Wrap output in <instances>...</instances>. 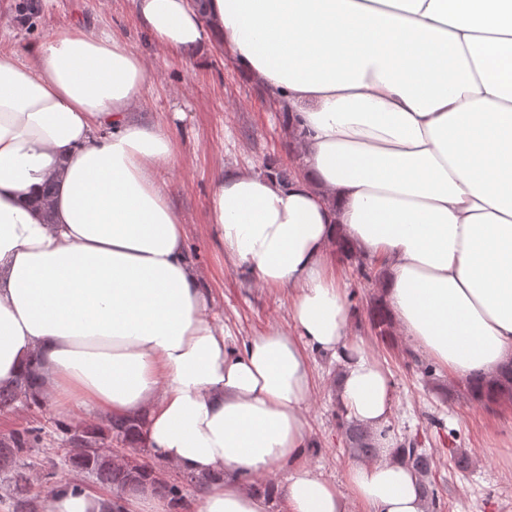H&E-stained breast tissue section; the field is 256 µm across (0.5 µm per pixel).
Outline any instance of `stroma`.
<instances>
[{"instance_id":"stroma-1","label":"stroma","mask_w":512,"mask_h":512,"mask_svg":"<svg viewBox=\"0 0 512 512\" xmlns=\"http://www.w3.org/2000/svg\"><path fill=\"white\" fill-rule=\"evenodd\" d=\"M75 23L111 30L147 61L153 81L137 110L146 122L167 124L177 143L178 160L163 173L173 205L185 220L187 254L202 273L213 312L223 322L234 347L271 327L291 329L289 310L294 292L267 288L250 274L224 260V252L208 232V202L217 172L262 171L272 164L301 173L293 138L284 127L278 101L251 82L218 48L199 58H184L151 43L135 11L134 0H0V46L23 50L31 41L50 36ZM332 271L345 287L352 311L351 337L376 358L392 384L389 419L396 430L420 434L437 465L432 483L444 512H512V401L489 406L469 400L463 377L443 366L423 376L428 358L401 330L383 340L372 332L366 305L372 286L351 267L336 262ZM312 393L305 416L309 448L301 467L321 473L351 497V512H369L353 498L346 481L352 459L336 408V362L313 353ZM443 419L444 429L427 417ZM39 426L43 441L36 458L61 457L64 442L54 416L47 410L0 411V439L15 429ZM471 465L457 469L458 453Z\"/></svg>"}]
</instances>
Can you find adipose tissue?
<instances>
[{"mask_svg": "<svg viewBox=\"0 0 512 512\" xmlns=\"http://www.w3.org/2000/svg\"><path fill=\"white\" fill-rule=\"evenodd\" d=\"M135 6L164 49H228L302 136L301 176L217 178L208 224L227 261L294 290L293 328L228 343L159 178L175 139L136 112L152 73L117 34L76 25L0 49V386L33 372L58 416L143 421L157 458L211 477L195 512H266L239 478L287 464L288 512H350L298 465L310 350L341 364L346 417L391 414L328 273L336 238L384 260L399 327L450 372L512 362V0ZM347 481L372 512H425L401 464H352ZM110 502L62 486L50 509Z\"/></svg>", "mask_w": 512, "mask_h": 512, "instance_id": "adipose-tissue-1", "label": "adipose tissue"}]
</instances>
